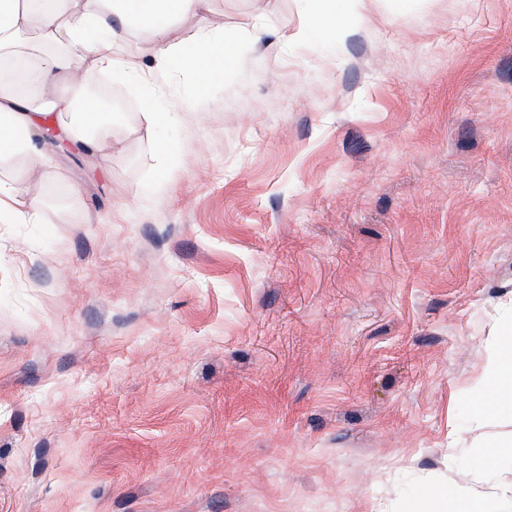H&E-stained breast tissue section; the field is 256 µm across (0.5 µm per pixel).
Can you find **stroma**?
I'll use <instances>...</instances> for the list:
<instances>
[{
    "instance_id": "1",
    "label": "stroma",
    "mask_w": 512,
    "mask_h": 512,
    "mask_svg": "<svg viewBox=\"0 0 512 512\" xmlns=\"http://www.w3.org/2000/svg\"><path fill=\"white\" fill-rule=\"evenodd\" d=\"M209 0L241 35L199 85L146 82L112 146L0 179V512H402L487 475L512 304V0ZM169 141L174 161L158 153ZM459 440L449 445V432ZM314 5L316 23L321 28L336 29L340 18L357 13L361 9V0H316ZM40 208L16 182L0 180V223L37 224ZM512 321L501 326L503 336L494 347L488 360L487 370L495 381L490 398L485 401L491 408L509 405L512 414Z\"/></svg>"
}]
</instances>
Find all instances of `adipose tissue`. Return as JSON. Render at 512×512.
Instances as JSON below:
<instances>
[{
  "label": "adipose tissue",
  "mask_w": 512,
  "mask_h": 512,
  "mask_svg": "<svg viewBox=\"0 0 512 512\" xmlns=\"http://www.w3.org/2000/svg\"><path fill=\"white\" fill-rule=\"evenodd\" d=\"M205 0H0V52L20 54L38 50L39 68L34 91L16 97L8 72L0 73V162L21 156L33 170L52 166L49 155L34 140L37 118L58 112L68 115L75 136H89L97 149L108 148L112 120L99 112L95 102L84 101L81 111H72L71 100L47 98L45 88L58 73H65L72 86H79L84 67H92L127 82L141 81L140 71L128 60L114 33L135 24L148 30L161 55L174 52L169 40L168 20L199 10ZM237 40L225 36L214 40L200 35L188 64L201 81L213 76L210 62L232 59ZM40 208L17 183L0 180V223L35 224ZM500 342L494 347L487 369L495 381L488 400L491 408L512 406V322L501 326ZM512 501V486L490 485L489 489H461L447 484L423 491L404 512H421L424 501H435L438 512H490V498Z\"/></svg>",
  "instance_id": "ef3b65f1"
}]
</instances>
